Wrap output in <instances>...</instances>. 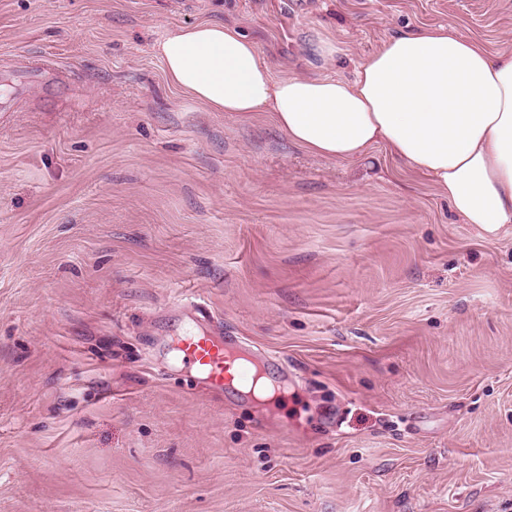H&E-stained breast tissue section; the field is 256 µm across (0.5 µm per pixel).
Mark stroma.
I'll return each instance as SVG.
<instances>
[{
  "instance_id": "35a3bbf8",
  "label": "stroma",
  "mask_w": 512,
  "mask_h": 512,
  "mask_svg": "<svg viewBox=\"0 0 512 512\" xmlns=\"http://www.w3.org/2000/svg\"><path fill=\"white\" fill-rule=\"evenodd\" d=\"M203 21L277 77L438 24L512 50V0H0V512H512V227L184 95L152 46ZM189 332L281 396L195 388Z\"/></svg>"
}]
</instances>
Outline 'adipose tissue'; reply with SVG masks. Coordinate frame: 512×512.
<instances>
[{
    "instance_id": "adipose-tissue-1",
    "label": "adipose tissue",
    "mask_w": 512,
    "mask_h": 512,
    "mask_svg": "<svg viewBox=\"0 0 512 512\" xmlns=\"http://www.w3.org/2000/svg\"><path fill=\"white\" fill-rule=\"evenodd\" d=\"M168 81L213 112L267 113L308 153L339 162L385 147L464 223L512 224V51L490 53L451 25L390 36L353 80L274 77L254 42L214 22L154 46Z\"/></svg>"
}]
</instances>
